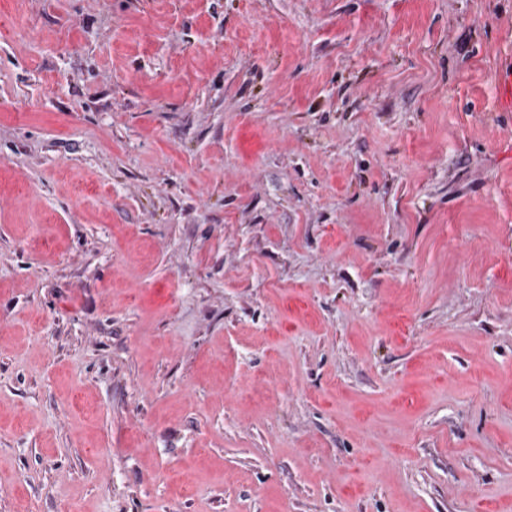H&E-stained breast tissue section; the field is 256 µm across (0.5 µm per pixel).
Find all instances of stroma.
Wrapping results in <instances>:
<instances>
[{
    "instance_id": "1",
    "label": "stroma",
    "mask_w": 512,
    "mask_h": 512,
    "mask_svg": "<svg viewBox=\"0 0 512 512\" xmlns=\"http://www.w3.org/2000/svg\"><path fill=\"white\" fill-rule=\"evenodd\" d=\"M512 0H0V512H512Z\"/></svg>"
}]
</instances>
